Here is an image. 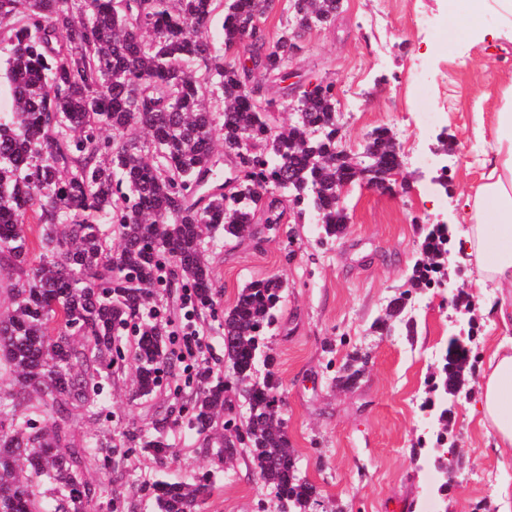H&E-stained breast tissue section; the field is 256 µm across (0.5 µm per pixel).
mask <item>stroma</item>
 Returning <instances> with one entry per match:
<instances>
[{"instance_id": "1", "label": "stroma", "mask_w": 512, "mask_h": 512, "mask_svg": "<svg viewBox=\"0 0 512 512\" xmlns=\"http://www.w3.org/2000/svg\"><path fill=\"white\" fill-rule=\"evenodd\" d=\"M302 80L334 82L336 111L348 151L358 152L368 134L395 135L403 161V186L381 192L351 186L344 206L343 237L320 245L315 221L295 223L284 213L278 234L261 244H208L221 306L240 288L271 275L284 283L279 329L268 337L282 381V417L295 450L299 477L314 484L324 512H497L502 486L512 487V461L503 459L472 410L491 347L512 337L487 308L498 300L479 287L480 269L459 248L472 197L489 157L490 114L512 84V36H465L449 0H343L334 24L312 30L296 61ZM447 225L450 236L442 288L410 289L421 257L419 228ZM409 299L401 317L384 328L375 322L401 292ZM470 296L455 304L456 292ZM416 331L407 335L405 322ZM475 321L477 361L452 406L448 443L454 446L456 478L440 490L436 469L419 451L429 410L440 407L431 377L451 336ZM206 366L226 377L221 319L200 315ZM367 356L359 384L336 386L337 371L354 355ZM129 365L112 372L105 398L114 432L151 429L158 406L200 384L198 369L181 372L178 384L162 383L147 398L131 395ZM174 457L159 466L145 452L129 460L131 485L165 476L187 480L207 469L218 483L199 512H256L269 492L252 457L239 449L226 459L218 447L199 450L195 430L170 433Z\"/></svg>"}]
</instances>
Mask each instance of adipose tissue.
I'll return each instance as SVG.
<instances>
[{"instance_id": "ef3b65f1", "label": "adipose tissue", "mask_w": 512, "mask_h": 512, "mask_svg": "<svg viewBox=\"0 0 512 512\" xmlns=\"http://www.w3.org/2000/svg\"><path fill=\"white\" fill-rule=\"evenodd\" d=\"M454 14L469 33L481 30L487 14H495L512 33V0H454ZM494 153L490 168L468 211L470 226L464 247L495 283L501 300L494 312L503 326H512V87L491 115ZM493 232H486V225ZM480 424L495 438L501 454L512 456V340L492 351L480 382Z\"/></svg>"}]
</instances>
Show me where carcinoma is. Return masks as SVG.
<instances>
[{
  "mask_svg": "<svg viewBox=\"0 0 512 512\" xmlns=\"http://www.w3.org/2000/svg\"><path fill=\"white\" fill-rule=\"evenodd\" d=\"M274 3L0 0V84L14 103L0 113V382L7 384L0 398L10 406L0 411V512H88L124 479L126 453L79 420L101 421L99 403L112 388L107 368L118 360L134 366L140 398L154 392L160 369L177 378L150 299L154 288L176 285L193 290L199 313L213 307L205 239L259 243L277 230L275 209L285 200L295 223L315 219L320 243L332 244L346 230L339 186L392 190L381 176L402 161L388 131L367 136L363 161L338 164L335 85L288 83L306 35L333 24L342 0H286L289 19L271 43L265 23ZM214 25L218 46L208 38ZM256 70L285 84L297 102L294 123H276ZM226 156L234 176L222 179ZM423 233L427 262L414 269L415 288L431 284L447 255V225ZM283 293L277 276L239 290L224 309V360L248 406L245 448L275 494L276 512H314L320 494L295 475L280 418L282 383L265 344L279 326ZM408 295L390 303L378 328L402 314ZM358 362L339 369L336 386L357 385ZM473 363L472 348L451 338L433 391L456 394ZM200 378L185 406L207 450L213 439L224 445L209 428L233 404L224 377L205 369ZM451 416L448 407L436 415L430 448L445 474ZM175 425L165 415L151 435L128 441L161 463ZM94 458L101 478L88 472ZM216 488L210 471L156 480L125 498L122 512H134L138 498L151 499L154 512H198Z\"/></svg>",
  "mask_w": 512,
  "mask_h": 512,
  "instance_id": "obj_1",
  "label": "carcinoma"
}]
</instances>
